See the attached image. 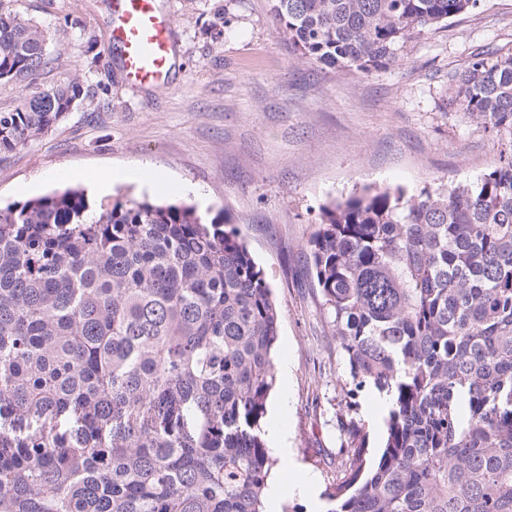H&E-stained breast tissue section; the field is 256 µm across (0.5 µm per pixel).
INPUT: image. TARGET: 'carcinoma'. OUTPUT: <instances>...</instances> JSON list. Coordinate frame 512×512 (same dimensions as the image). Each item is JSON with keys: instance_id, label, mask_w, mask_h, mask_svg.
Listing matches in <instances>:
<instances>
[{"instance_id": "obj_1", "label": "carcinoma", "mask_w": 512, "mask_h": 512, "mask_svg": "<svg viewBox=\"0 0 512 512\" xmlns=\"http://www.w3.org/2000/svg\"><path fill=\"white\" fill-rule=\"evenodd\" d=\"M270 2L302 57L364 72L479 4ZM45 65L40 25L0 7V80ZM455 94L512 136V54ZM87 97L73 77L1 112L0 154ZM224 224L81 188L0 208V512H266L280 318ZM306 250L351 383L390 399L376 456L348 421L327 512H512V139L473 183L350 191Z\"/></svg>"}]
</instances>
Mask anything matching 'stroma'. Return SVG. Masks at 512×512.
I'll use <instances>...</instances> for the list:
<instances>
[{"label": "stroma", "mask_w": 512, "mask_h": 512, "mask_svg": "<svg viewBox=\"0 0 512 512\" xmlns=\"http://www.w3.org/2000/svg\"><path fill=\"white\" fill-rule=\"evenodd\" d=\"M174 19L173 88L136 89L107 49V0H0L47 31L46 65L30 82L0 81V112L79 78L88 98L53 130L0 154V204L78 186L112 171V194L179 201L236 227L280 313L276 383L262 421L287 462L280 507L327 512L342 425L380 445L377 390L350 395L347 365L303 245L322 208L353 187H448L487 172L499 141L452 99L474 57L512 53V0H481L407 40L362 72L308 61L276 33L269 0H160ZM182 191H175L173 183Z\"/></svg>", "instance_id": "obj_1"}]
</instances>
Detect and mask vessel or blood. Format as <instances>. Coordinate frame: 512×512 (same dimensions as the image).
<instances>
[{
    "instance_id": "1",
    "label": "vessel or blood",
    "mask_w": 512,
    "mask_h": 512,
    "mask_svg": "<svg viewBox=\"0 0 512 512\" xmlns=\"http://www.w3.org/2000/svg\"><path fill=\"white\" fill-rule=\"evenodd\" d=\"M110 46L127 82L166 91L175 52L173 25L159 0H109Z\"/></svg>"
}]
</instances>
